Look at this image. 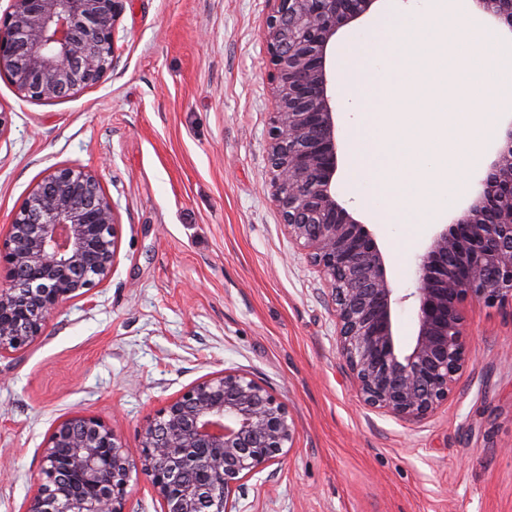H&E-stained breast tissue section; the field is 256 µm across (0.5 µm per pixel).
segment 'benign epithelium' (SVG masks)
Returning <instances> with one entry per match:
<instances>
[{"label":"benign epithelium","mask_w":512,"mask_h":512,"mask_svg":"<svg viewBox=\"0 0 512 512\" xmlns=\"http://www.w3.org/2000/svg\"><path fill=\"white\" fill-rule=\"evenodd\" d=\"M128 0H11L0 16V78L31 102L68 98L113 66ZM271 65L267 153L271 196L288 238L331 293L336 347L364 404L418 423L453 394L470 361L464 305L512 309V129L481 189L418 258L416 333L400 347L394 288L374 232L337 199L341 149L327 51L378 0H266ZM512 30V0H478ZM116 207L99 175L63 165L28 193L0 240V355L28 348L64 302L114 268ZM286 404L250 375L206 376L148 416L131 452L114 426L74 414L41 451V482L27 512H126L130 471L145 477L162 512H232L243 481L295 447Z\"/></svg>","instance_id":"obj_1"}]
</instances>
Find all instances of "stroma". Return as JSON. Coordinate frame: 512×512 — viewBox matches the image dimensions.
I'll return each mask as SVG.
<instances>
[{"label": "stroma", "mask_w": 512, "mask_h": 512, "mask_svg": "<svg viewBox=\"0 0 512 512\" xmlns=\"http://www.w3.org/2000/svg\"><path fill=\"white\" fill-rule=\"evenodd\" d=\"M266 16V0H128L98 85L36 103L0 79V235L63 164L100 173L121 224L111 277L0 356V512H26L58 420L115 424L133 450L149 414L227 369L265 384L298 428L236 512H512V313L466 306L470 362L422 422L363 407L328 291L271 199ZM373 230L407 346L433 227Z\"/></svg>", "instance_id": "obj_1"}]
</instances>
